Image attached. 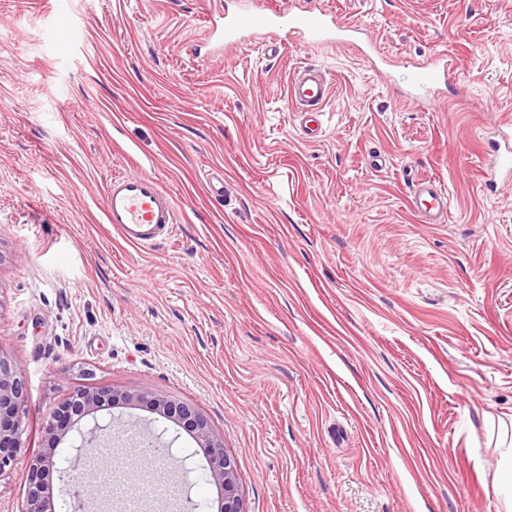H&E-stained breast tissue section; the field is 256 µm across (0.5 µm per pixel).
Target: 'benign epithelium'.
<instances>
[{
	"label": "benign epithelium",
	"instance_id": "benign-epithelium-1",
	"mask_svg": "<svg viewBox=\"0 0 512 512\" xmlns=\"http://www.w3.org/2000/svg\"><path fill=\"white\" fill-rule=\"evenodd\" d=\"M27 383L22 371L0 355V472L23 459L27 467V497L24 512H45L47 478L69 474L81 492L97 477L98 466L90 464L103 442H118L126 424L108 423L83 430L80 422L100 410L142 407L156 413L193 436L206 455L211 479L224 487L219 512H243L242 491L234 456L224 448L223 438L211 428L203 413L192 403L149 392L132 393L110 385L89 384L74 388L49 413L44 437L50 451L28 455L23 451L22 425L27 414ZM77 432L80 443L70 451L57 448L69 433Z\"/></svg>",
	"mask_w": 512,
	"mask_h": 512
}]
</instances>
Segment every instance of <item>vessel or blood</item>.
I'll return each mask as SVG.
<instances>
[{"mask_svg":"<svg viewBox=\"0 0 512 512\" xmlns=\"http://www.w3.org/2000/svg\"><path fill=\"white\" fill-rule=\"evenodd\" d=\"M211 24L219 28L228 46L255 42L270 54L291 42L315 48L347 42L358 33L355 25L343 23L338 16L317 6L293 5L281 0H216ZM449 77L447 55L434 56L413 66L404 76V93L413 102L432 105L437 101L439 85ZM329 82L320 68L300 67L288 83V100L303 121V132L314 138L321 130L319 117L327 103ZM494 170L512 173V130L502 131L494 148ZM410 204L420 223L443 224L448 220L449 201L445 190L428 178L412 182ZM104 209L106 220L117 227L123 239L133 245L150 246L171 235L177 222L171 196L152 175L112 176L107 185Z\"/></svg>","mask_w":512,"mask_h":512,"instance_id":"1","label":"vessel or blood"}]
</instances>
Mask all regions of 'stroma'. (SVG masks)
Returning a JSON list of instances; mask_svg holds the SVG:
<instances>
[{"mask_svg":"<svg viewBox=\"0 0 512 512\" xmlns=\"http://www.w3.org/2000/svg\"><path fill=\"white\" fill-rule=\"evenodd\" d=\"M213 2L0 0V355L27 380L26 448L104 383L197 405L244 512H505L512 185L483 176L512 124V0H318L366 37L275 57L207 44ZM442 50L436 105L401 97L394 77ZM307 64L330 79L315 139L287 98ZM118 172L158 178L172 237L107 223ZM417 175L446 189L447 223H419ZM114 416L161 435L217 512L186 432Z\"/></svg>","mask_w":512,"mask_h":512,"instance_id":"1","label":"stroma"}]
</instances>
